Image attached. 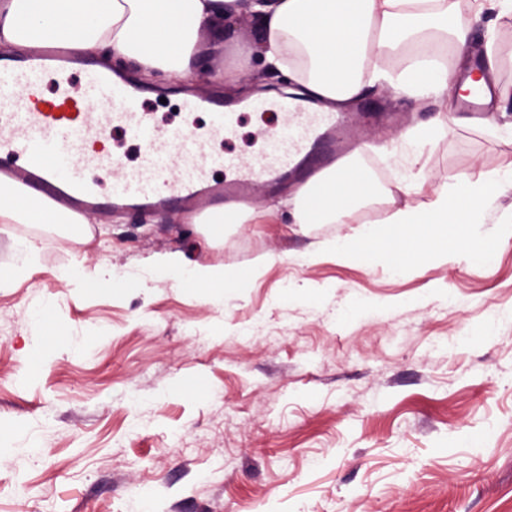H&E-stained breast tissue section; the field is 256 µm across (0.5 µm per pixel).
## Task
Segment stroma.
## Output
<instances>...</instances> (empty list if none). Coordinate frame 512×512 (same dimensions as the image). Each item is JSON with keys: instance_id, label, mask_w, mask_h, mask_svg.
<instances>
[{"instance_id": "obj_1", "label": "stroma", "mask_w": 512, "mask_h": 512, "mask_svg": "<svg viewBox=\"0 0 512 512\" xmlns=\"http://www.w3.org/2000/svg\"><path fill=\"white\" fill-rule=\"evenodd\" d=\"M355 131L382 184L406 174L412 129L426 202L441 182L512 168V100L493 121L367 90ZM275 114L244 112L224 153L259 150ZM360 224H229L208 243L164 210L89 228L0 224V512H512V242L488 261L387 266L293 255ZM281 263L212 294L157 272ZM108 264L110 290L57 273ZM48 311L42 328L31 302ZM498 320L489 340L473 329ZM84 342L83 350L73 345ZM40 447H30V439Z\"/></svg>"}]
</instances>
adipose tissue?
<instances>
[{
  "label": "adipose tissue",
  "mask_w": 512,
  "mask_h": 512,
  "mask_svg": "<svg viewBox=\"0 0 512 512\" xmlns=\"http://www.w3.org/2000/svg\"><path fill=\"white\" fill-rule=\"evenodd\" d=\"M457 0H0V46L17 52L47 47L94 59L98 69H133L146 82L165 77L182 82L214 74L238 88L255 69L291 76L300 93L332 112L369 88H391L397 95L443 98L467 91L472 77L448 69L414 64L398 74L383 69L384 57L409 41H428L431 30L448 33L466 50L471 28L458 20ZM257 23V36L242 42L234 34L240 17ZM512 184V169L479 178L457 177L435 189L422 207L388 209L380 223L394 225L392 235L368 227L357 237L329 242L323 250L295 256L309 264L328 252L340 260L359 258L365 267L386 264L396 274L411 258L437 262L492 258L512 238V212L495 227H485L482 211L497 188ZM416 180L380 187L351 155L316 180L294 183L278 205L258 209L248 204L211 208L191 216L222 237L225 225L254 224L287 211L295 224H347L374 200L390 201L394 192L416 193ZM77 214L9 182L0 183L1 224H84ZM187 288L238 286L257 269L221 265L165 267Z\"/></svg>",
  "instance_id": "obj_1"
}]
</instances>
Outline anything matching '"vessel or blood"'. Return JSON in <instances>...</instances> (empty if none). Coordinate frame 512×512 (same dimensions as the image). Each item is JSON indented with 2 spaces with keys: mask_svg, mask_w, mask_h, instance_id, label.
Here are the masks:
<instances>
[{
  "mask_svg": "<svg viewBox=\"0 0 512 512\" xmlns=\"http://www.w3.org/2000/svg\"><path fill=\"white\" fill-rule=\"evenodd\" d=\"M48 73L55 76L50 100L41 91ZM88 102L96 111H84ZM181 108L208 110V125L200 131L169 129L141 107L136 88L63 55L0 56V175L48 197L99 209L153 211L197 203L210 208L246 201L251 185L261 179L276 184L313 176L305 160L313 155L319 167L331 165L353 135L346 117L284 102L277 124L264 134V151L242 162L211 151L213 144L235 137L232 114L202 97L184 100ZM116 128L140 141L144 164L104 196L86 173L115 165L102 143ZM219 164L227 171L222 180L214 175Z\"/></svg>",
  "mask_w": 512,
  "mask_h": 512,
  "instance_id": "vessel-or-blood-1",
  "label": "vessel or blood"
}]
</instances>
